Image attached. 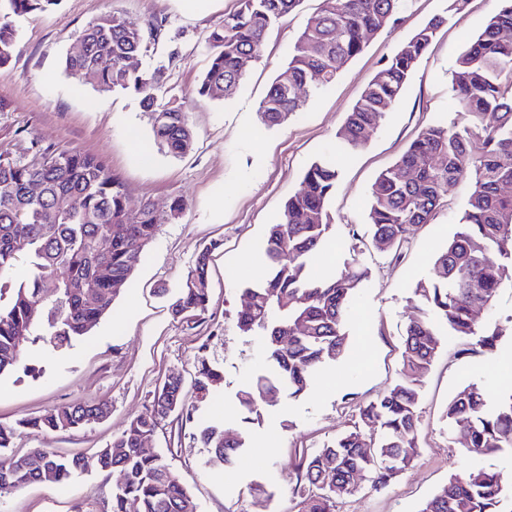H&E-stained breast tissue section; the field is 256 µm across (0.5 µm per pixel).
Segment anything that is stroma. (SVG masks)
I'll use <instances>...</instances> for the list:
<instances>
[{"mask_svg": "<svg viewBox=\"0 0 512 512\" xmlns=\"http://www.w3.org/2000/svg\"><path fill=\"white\" fill-rule=\"evenodd\" d=\"M238 7V0H202L201 9L192 12L184 0H61L51 12L15 21L18 48L0 68V150L21 153L36 138L99 154L124 182L129 207L149 200L165 211L178 197L184 208L161 226L133 276L121 286L112 313L88 336L57 353L25 346V368L0 376V424L38 416L60 404L104 400L110 406L105 419L76 431L18 435L14 451L50 448L80 455L86 465L65 486L40 483L0 496V512H109L114 480L100 471L97 454L144 411L155 389L171 376L188 386L193 417H169L148 451L161 455L180 478L197 512H299V457L348 429L358 406L398 379L412 285L431 276V256L457 231L471 183L461 181L449 191L435 223L411 233L401 260L372 242L368 194L379 173L396 163L423 127L458 118L450 71L468 41L484 28L496 0H468L458 13L449 12L448 0H405L394 28L369 35L333 84L312 95L287 123L270 129L259 122V102L320 0H302L270 31L260 61L231 96H198L211 54L207 37ZM109 13L143 29L155 21L164 24L162 40L149 45L138 66L145 71L163 67L164 96L184 104L194 132L186 154L174 156L155 145L138 97L65 69V57L75 51L80 32ZM435 16L445 22L393 111L363 149L339 154L336 134L366 85L385 59ZM327 154L335 155L340 170L329 201L336 239L314 263L340 271L354 261L368 268L348 323L353 345L365 360L322 368L304 395L281 398L249 424V463L206 466L207 451L196 440L200 426L216 416L238 426V390L268 371L261 338L242 335L237 327L244 307L239 289L260 270L268 226L300 189L309 165ZM207 246L213 249L209 311L202 318L173 319L171 297ZM487 319L502 330L493 351L463 358L457 354L459 340L443 341L423 385L416 461L384 489L361 483L354 495L337 503L336 512H419L450 475L471 468L500 472L505 483H512V455L464 456L459 439L449 438L443 421L449 400L465 384H482L492 399L512 390L511 287L500 290ZM202 359L224 376L203 402L191 390Z\"/></svg>", "mask_w": 512, "mask_h": 512, "instance_id": "obj_1", "label": "stroma"}]
</instances>
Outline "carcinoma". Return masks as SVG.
Masks as SVG:
<instances>
[{
  "instance_id": "obj_1",
  "label": "carcinoma",
  "mask_w": 512,
  "mask_h": 512,
  "mask_svg": "<svg viewBox=\"0 0 512 512\" xmlns=\"http://www.w3.org/2000/svg\"><path fill=\"white\" fill-rule=\"evenodd\" d=\"M59 2L0 0V68L18 46L15 18L48 12ZM403 2L321 0L260 102L262 126H280L303 111L310 94L335 82L362 50L367 34L395 25ZM498 2L497 12L451 71L462 121L428 124L371 186L367 221L372 240L385 242L397 259L410 231L435 221L451 187L468 179L472 188L459 229L434 254L435 273L412 288L413 314L402 334L398 381L359 406L349 429L299 457L300 512H336L337 500L353 495L359 482L381 489L410 466L418 456L423 384L442 339L458 338L463 345L459 354L467 355L493 350L502 335L483 319L500 288L512 285V196L500 192L502 184L512 183V0ZM300 3L240 0L239 9L208 36L211 55L198 94L211 99L231 94L260 59L269 30ZM444 21L430 19L387 58L337 134L342 152L351 154L367 144ZM162 35L159 24L150 25L146 36L118 15L102 16L82 30L83 51L67 55L65 68L138 96L159 149L181 156L193 144L187 112L177 101L158 96L160 70L147 73L131 64L147 40L156 42ZM338 177L328 157L308 167L302 188L285 202L280 220L269 225L259 274L240 289L255 303L238 314V329L262 338L269 365L266 374L236 394L246 423L284 396H301L318 370L351 353L348 314L368 271L352 266L336 273L312 266V257L331 246L335 225L328 203ZM33 184L40 186L36 195L30 192ZM182 209L180 199L165 212L149 203L130 209L124 184L95 154L59 150L37 140L24 154L0 150V375L20 366V340L27 336L33 344L61 351L88 335L112 312L117 296L112 281L129 280L160 226ZM19 238L26 241L22 251L15 248ZM214 248L207 246L196 257L171 304L174 318H200L208 312ZM22 259L26 271L20 275ZM104 265L110 270L107 277L100 276ZM91 282L97 287L92 301L85 295ZM222 380L220 371L203 363L194 379L196 393L204 398ZM191 411L182 380L167 379L150 405L99 451V469L115 475L112 512H128L132 503L137 512H197L162 457L141 449L164 420ZM109 412L105 401L64 404L13 425L1 424L0 493L33 483L66 484L84 469L82 457H62L50 448L6 453L18 431H70ZM445 420L448 437L464 434L467 457L512 453V393L490 400L478 384L463 386L449 400ZM197 439L207 449L206 464L213 467L233 463L246 447L243 431L222 422L203 427ZM510 493L512 487L504 486L497 472L474 468L449 477L420 512H512L504 510Z\"/></svg>"
}]
</instances>
